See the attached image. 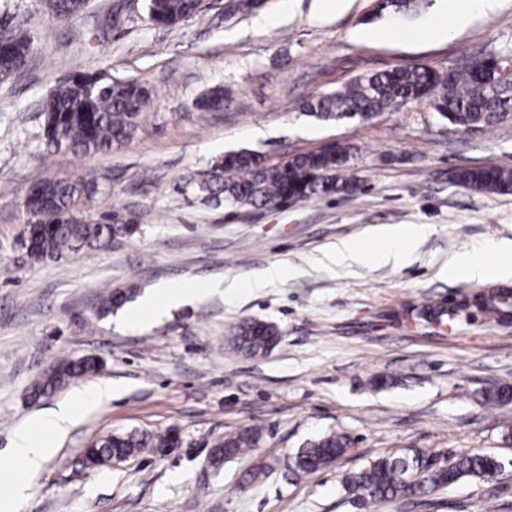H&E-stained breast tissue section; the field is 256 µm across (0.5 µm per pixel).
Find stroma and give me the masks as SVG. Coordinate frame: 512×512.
Returning <instances> with one entry per match:
<instances>
[{
    "mask_svg": "<svg viewBox=\"0 0 512 512\" xmlns=\"http://www.w3.org/2000/svg\"><path fill=\"white\" fill-rule=\"evenodd\" d=\"M202 0L173 27L152 24L146 0H88L83 13L53 22L41 0H0V29L31 44L26 66L0 82V496L19 468L7 450L14 431L101 383L114 394L87 414L43 465L20 512H358L344 476L412 449L438 461L463 450L496 455L495 480L466 479L423 501H386L369 512H512V404L483 393L512 385V305L472 309L453 327L423 317L428 307L468 303L512 280L467 283L441 277L455 253L491 239L512 241V194L457 184L463 166L512 168V120L452 133L429 107L410 103L372 120L322 122L305 97L355 77L427 65L448 70L461 55H512V0L442 39L413 37L459 0H430L406 14L372 19L376 0H350L318 17L316 0H264L228 13ZM372 34L360 38L362 29ZM407 30L396 38L392 29ZM77 71L139 81L150 95L131 141L104 154L48 148L41 104ZM221 86V111L194 100ZM328 142L352 146L364 190L356 198L312 197L275 211L218 206L199 186L214 161L250 149L275 164ZM93 176L77 209L93 219L136 217L130 237L98 252L34 262L24 246L29 187L53 176ZM382 224H425L429 234L406 266L370 263L328 272L314 256ZM280 263L296 268L273 286L208 295L160 321L127 325L124 309L100 313L104 292L201 285ZM275 324L278 344L250 357L229 343L244 320ZM98 356L99 372L29 399L60 359ZM388 379L377 387L376 376ZM181 432L171 454L142 453L111 467L85 452L108 435ZM245 426L263 442L222 467L207 454ZM330 431L347 452L316 474L289 478L285 465ZM268 465L250 483V471Z\"/></svg>",
    "mask_w": 512,
    "mask_h": 512,
    "instance_id": "stroma-1",
    "label": "stroma"
}]
</instances>
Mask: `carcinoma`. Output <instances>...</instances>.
<instances>
[{
	"label": "carcinoma",
	"mask_w": 512,
	"mask_h": 512,
	"mask_svg": "<svg viewBox=\"0 0 512 512\" xmlns=\"http://www.w3.org/2000/svg\"><path fill=\"white\" fill-rule=\"evenodd\" d=\"M420 0H376V14L407 13L416 10ZM55 21L70 20L86 7L85 0H43ZM201 0H148V17L157 26H176L200 12ZM30 43L19 38L9 54L0 56V78L9 79L29 57ZM506 64L504 56L469 55L461 65L443 72L420 65L395 68L358 77L328 94L310 96L303 108L321 120L356 119L360 122L400 103L428 104L448 121V130L497 125L512 118V90L496 79L495 60ZM230 97L216 87L195 101L199 110H220ZM149 105V95L134 80L104 79L98 73H76L73 82L56 86L43 103L48 144L74 154L103 153L112 143L132 139L138 120ZM352 147L338 142L316 151L296 154L278 164L251 150L230 152L213 164L212 179L200 186L205 199L231 207L279 208L311 197L341 194L353 198L362 185L352 173ZM458 184L487 194L512 192V169L501 166H468L455 173ZM94 190L84 178L58 177L39 183L27 191L23 206L32 216L27 228V245L32 259L43 262L61 259L74 251H98L113 239L133 235L136 224H107L82 219L76 204L82 195ZM277 328L259 320L241 322L232 336L233 346L250 355L265 354L278 342ZM99 359L85 356L64 359L46 373L33 391V397L68 384L99 370ZM262 433L245 427L224 436L210 450L209 462L219 467L224 460L260 447ZM180 432L170 428L163 433L131 432L112 434L86 450L94 466L103 455L132 456L149 448L159 452L178 448ZM349 439L330 433L298 449L292 457L289 474L308 476L327 467L347 450ZM500 468V460L489 453L465 450L445 464L422 451L400 456H383L368 468L347 476L345 486L354 504L363 509L387 500L420 499L464 479L489 481Z\"/></svg>",
	"instance_id": "1"
}]
</instances>
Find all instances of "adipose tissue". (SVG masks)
I'll use <instances>...</instances> for the list:
<instances>
[{
	"instance_id": "adipose-tissue-1",
	"label": "adipose tissue",
	"mask_w": 512,
	"mask_h": 512,
	"mask_svg": "<svg viewBox=\"0 0 512 512\" xmlns=\"http://www.w3.org/2000/svg\"><path fill=\"white\" fill-rule=\"evenodd\" d=\"M428 231L424 224H391L375 227L369 240L343 239L332 245L313 263L318 267L351 266L372 263L400 267L411 257L415 242ZM284 266L274 264L257 276H236L209 282L206 289L163 286L139 308L129 320L142 324L153 320L173 304L202 294H239L243 290L266 288L285 275ZM442 276L463 281H494L512 278V243L503 240L485 242L481 247L452 256L440 270ZM112 398L110 384L102 383L92 391L79 394L75 401L63 403L51 413L33 418L19 427L12 439L11 455L21 466L18 478L12 479L10 492L0 499V512H19L29 484L54 451L57 442L68 435L80 415Z\"/></svg>"
}]
</instances>
